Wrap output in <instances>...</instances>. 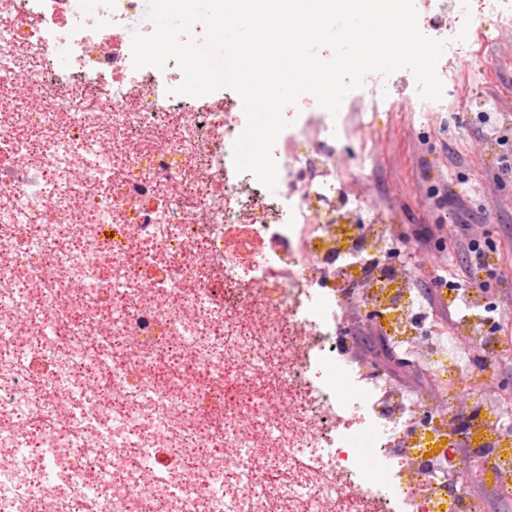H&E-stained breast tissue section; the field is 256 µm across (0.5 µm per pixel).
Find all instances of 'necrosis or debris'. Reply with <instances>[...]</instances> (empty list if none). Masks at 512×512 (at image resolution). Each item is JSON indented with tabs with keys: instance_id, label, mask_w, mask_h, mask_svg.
<instances>
[{
	"instance_id": "necrosis-or-debris-1",
	"label": "necrosis or debris",
	"mask_w": 512,
	"mask_h": 512,
	"mask_svg": "<svg viewBox=\"0 0 512 512\" xmlns=\"http://www.w3.org/2000/svg\"><path fill=\"white\" fill-rule=\"evenodd\" d=\"M0 0V512H479L452 463L512 481V429L421 335L379 212L336 191L344 117L296 113L276 191L237 172L232 89L135 68L141 0ZM112 45L96 46L92 30ZM447 375L411 399L346 357L349 306ZM449 448L431 453L429 441Z\"/></svg>"
}]
</instances>
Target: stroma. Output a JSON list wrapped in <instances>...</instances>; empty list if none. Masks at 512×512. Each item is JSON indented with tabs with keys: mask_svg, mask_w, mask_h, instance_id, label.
Segmentation results:
<instances>
[{
	"mask_svg": "<svg viewBox=\"0 0 512 512\" xmlns=\"http://www.w3.org/2000/svg\"><path fill=\"white\" fill-rule=\"evenodd\" d=\"M485 3L464 0L448 13L440 35L447 47L436 66L448 94L431 108L418 106L402 69L369 73L361 92L345 96L336 175L348 188L360 168H368L363 208L387 215L398 234L428 236L426 245H409L391 262L416 270L421 307L433 312L440 331L448 329L449 312L472 311L471 293L449 296L448 284L461 281L469 268L490 283L488 300L504 316L495 335L499 358L484 381L501 409L512 413V394L499 386L512 376V177L499 178L496 164L497 156L512 158V14L481 31ZM363 208L352 209L353 222H360ZM461 213L470 237L493 247L485 269L450 240L449 226ZM378 371L418 395L439 384L417 360L406 368L384 362Z\"/></svg>",
	"mask_w": 512,
	"mask_h": 512,
	"instance_id": "35a3bbf8",
	"label": "stroma"
}]
</instances>
